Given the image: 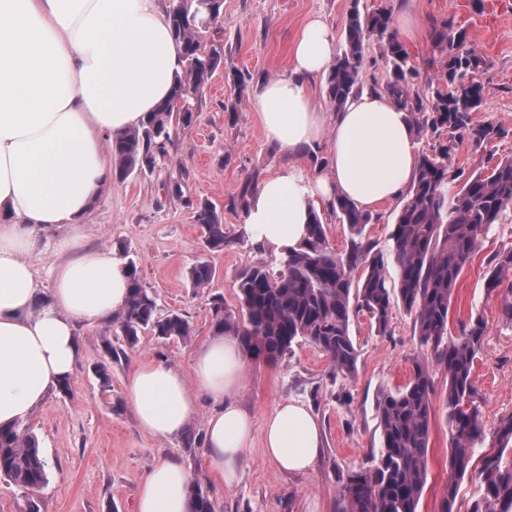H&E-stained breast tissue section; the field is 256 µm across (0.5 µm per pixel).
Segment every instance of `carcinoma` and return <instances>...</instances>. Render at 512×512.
<instances>
[{
    "label": "carcinoma",
    "instance_id": "1",
    "mask_svg": "<svg viewBox=\"0 0 512 512\" xmlns=\"http://www.w3.org/2000/svg\"><path fill=\"white\" fill-rule=\"evenodd\" d=\"M194 4L173 0L170 20L182 45L183 69L175 77L171 98L133 129L110 144L112 176L124 180L155 168L166 153L173 120L190 125L196 104L212 74L224 59L222 44L201 45L193 31ZM431 54L425 64L434 70L422 88L414 87L418 66L399 40L387 0L370 13L355 9L346 25L345 43L328 73V94L335 110L362 88V65L367 41L375 40L389 65L384 93L406 112L418 137L432 140L431 149L418 156L414 180L391 234L392 263L397 278L388 276L383 255L363 241L371 221L369 213L342 196L332 211L340 214L351 234V249L335 252L326 225L318 216L308 224L306 237L284 252L282 269L271 275L262 266L245 269L238 280L240 314L214 303L213 332L237 337L249 356L275 361L305 341L329 359L332 376L356 371L358 353L350 335L352 314L366 312L378 334L390 330L393 308L414 315L415 333L443 366L447 383L442 389L445 420L450 436L448 484L438 512H459V482L473 467L483 444L484 399L474 376L487 325L480 316L458 321L450 330V312L459 278L478 253L482 240L503 223L512 203V157L497 161L489 170L467 174L454 166V154L463 141L475 146L512 134L501 124H475L472 113L481 105L485 86L479 73L487 66L474 50L462 51L467 29L442 20L432 26ZM184 100L187 112L174 117L173 106ZM196 223L205 246L222 250L224 217L215 207L200 203ZM130 297L121 316L122 335L129 348L150 332L161 338L187 340L194 335L190 321L178 312L159 314L153 295L142 284L134 261L124 264ZM196 288L212 282V267L201 262L191 271ZM485 285L492 293L507 286L501 314L512 323V246L487 258ZM436 394L429 367L414 362L408 383L383 390L376 410L381 431L379 455L373 465L341 475L340 512H418L427 479L431 421ZM498 453L486 455L467 512H512V414L500 419L495 430ZM47 461L25 425L0 426V477L25 491H38L47 482ZM189 512H215L214 502L198 487L189 490Z\"/></svg>",
    "mask_w": 512,
    "mask_h": 512
}]
</instances>
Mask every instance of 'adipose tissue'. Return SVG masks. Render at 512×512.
Returning <instances> with one entry per match:
<instances>
[{
  "label": "adipose tissue",
  "instance_id": "ef3b65f1",
  "mask_svg": "<svg viewBox=\"0 0 512 512\" xmlns=\"http://www.w3.org/2000/svg\"><path fill=\"white\" fill-rule=\"evenodd\" d=\"M328 25L309 19L291 48L288 75L257 84L251 97L264 135L294 154L331 127L329 169L300 183L290 170L267 177L245 229L275 250L296 245L313 213L344 195L371 208L401 194L416 165L405 112L383 94L351 96L327 115L307 84L336 58ZM181 70L163 0H0V425L25 423L71 378L77 325L95 327L123 313L128 278L111 249L88 246L84 221L112 182L105 142L138 127L170 95ZM59 224L68 259L53 269L40 299L28 254L35 230ZM244 358L235 337L210 338L190 372L144 360L125 395L141 428L157 438L182 434L199 406L211 404L205 446L212 474L236 479L252 442L251 417L230 398ZM264 452L288 474L308 473L321 433L300 402H280L266 417ZM191 473L177 460L156 462L137 491L135 512H187Z\"/></svg>",
  "mask_w": 512,
  "mask_h": 512
}]
</instances>
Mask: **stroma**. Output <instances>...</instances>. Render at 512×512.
<instances>
[{
	"label": "stroma",
	"instance_id": "1",
	"mask_svg": "<svg viewBox=\"0 0 512 512\" xmlns=\"http://www.w3.org/2000/svg\"><path fill=\"white\" fill-rule=\"evenodd\" d=\"M380 0H224L216 31L205 40L220 39L224 63L212 75L195 121L173 124L166 155L154 172L113 180L86 218L87 245L127 251L141 280L154 296L160 313L184 314L195 332L191 339L164 340L142 334L126 349L118 322L79 327L81 353L69 392H53L27 420L49 463L48 484L24 492L0 479V512H134L137 490L157 461L174 459L193 474L216 512H338V476L369 466L381 446L375 411L377 394L408 381L414 362L428 363L436 387L445 373L414 334V318L394 308L390 333L378 335L368 315L354 316L350 334L359 351L354 375L330 378L329 362L315 347L300 344L268 364L247 360L232 398L251 416L253 440L239 457L237 479L227 486L211 474L204 448L208 406H201L184 433L159 439L144 433L124 397L126 379L143 359L162 360L189 370L194 351L212 337L215 302L239 308L237 277L251 266L278 273L281 256L249 238L242 229L246 196L262 181L288 168L305 180L329 166V138L321 136L297 157L288 155L264 136L250 107L258 80L287 75L290 50L304 24L320 15L342 35L353 7L375 9ZM394 16L412 15L416 29L405 46L415 61L430 51L431 23L448 19L465 25L475 50L488 62L480 76L486 87L477 124L512 127V10L495 20L474 11L469 0H391ZM178 176L180 193L168 189ZM215 206L224 216L228 246L209 251L195 222L199 203ZM404 203L395 198L371 209L364 235L377 251L389 253L390 238ZM66 225L34 235L29 258L42 295L52 288L51 269L64 260L59 249ZM512 245V205L503 223L483 241L481 253L467 267L453 304L456 315L482 316L487 324L475 375L484 397V431L493 434L502 416L512 413V326L501 319V296L484 286L485 256ZM208 263L214 278L206 289L193 286L190 270ZM119 357L105 355L106 346ZM110 361L112 388L102 391L95 372ZM294 399L312 407L323 431V448L305 476L282 473L266 457L263 425L277 403ZM448 426L443 416L431 424L427 481L418 512H438L448 483Z\"/></svg>",
	"mask_w": 512,
	"mask_h": 512
}]
</instances>
